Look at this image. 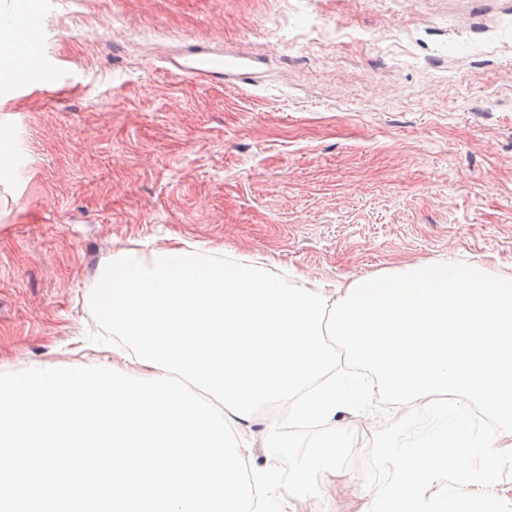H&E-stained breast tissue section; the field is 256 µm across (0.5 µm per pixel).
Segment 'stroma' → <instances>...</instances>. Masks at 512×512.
Here are the masks:
<instances>
[{
  "label": "stroma",
  "instance_id": "35a3bbf8",
  "mask_svg": "<svg viewBox=\"0 0 512 512\" xmlns=\"http://www.w3.org/2000/svg\"><path fill=\"white\" fill-rule=\"evenodd\" d=\"M39 19L0 75V372L94 367L86 285L120 248L261 254L347 283L401 261L512 269V0H0ZM211 34L252 85L168 75ZM322 474L297 512H362Z\"/></svg>",
  "mask_w": 512,
  "mask_h": 512
}]
</instances>
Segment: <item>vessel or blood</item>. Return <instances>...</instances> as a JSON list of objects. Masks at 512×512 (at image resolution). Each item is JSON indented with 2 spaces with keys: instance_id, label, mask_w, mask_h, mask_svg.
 Masks as SVG:
<instances>
[{
  "instance_id": "b4317fda",
  "label": "vessel or blood",
  "mask_w": 512,
  "mask_h": 512,
  "mask_svg": "<svg viewBox=\"0 0 512 512\" xmlns=\"http://www.w3.org/2000/svg\"><path fill=\"white\" fill-rule=\"evenodd\" d=\"M11 26L20 52L32 53L38 42L37 23L21 12L15 15ZM157 59L174 78L201 85L220 83L227 78L237 83L254 80L260 64L253 56L226 53L221 38L214 36L161 48Z\"/></svg>"
}]
</instances>
